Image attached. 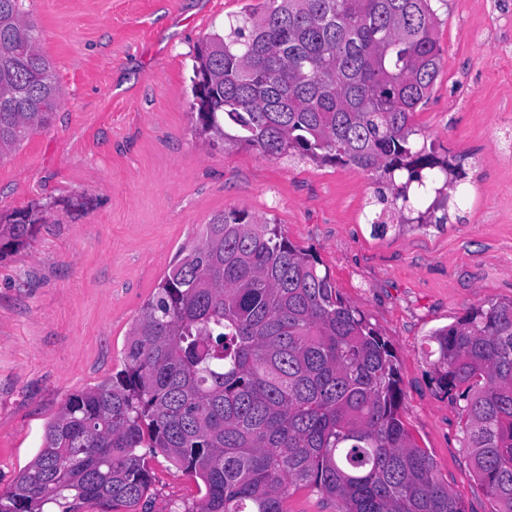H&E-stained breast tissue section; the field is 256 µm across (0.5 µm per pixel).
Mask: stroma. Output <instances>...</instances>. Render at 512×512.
<instances>
[{
	"instance_id": "35a3bbf8",
	"label": "stroma",
	"mask_w": 512,
	"mask_h": 512,
	"mask_svg": "<svg viewBox=\"0 0 512 512\" xmlns=\"http://www.w3.org/2000/svg\"><path fill=\"white\" fill-rule=\"evenodd\" d=\"M250 0H27L61 98L0 160V493L71 394L123 367L132 323L178 250L229 209L279 224L396 355L402 416L465 512H500L478 480L460 403L431 380L425 339L470 307L512 300V0H448L440 74L411 117L467 174L442 228L374 235L371 172L211 148L195 132L193 55ZM34 221L16 238L8 224ZM136 506L184 512L194 475L149 457Z\"/></svg>"
}]
</instances>
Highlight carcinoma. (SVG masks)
Here are the masks:
<instances>
[{
  "mask_svg": "<svg viewBox=\"0 0 512 512\" xmlns=\"http://www.w3.org/2000/svg\"><path fill=\"white\" fill-rule=\"evenodd\" d=\"M0 0V159L46 128L61 89ZM434 0H258L197 48L193 96L211 146L354 165L392 187L372 232L466 173L414 139L442 50ZM278 224L231 209L182 247L129 330L124 369L67 398L0 512L137 506L146 454L199 477L187 512H285L309 487L340 512H465L401 414L395 355ZM432 381L461 400L474 469L512 512V301L427 337Z\"/></svg>",
  "mask_w": 512,
  "mask_h": 512,
  "instance_id": "1",
  "label": "carcinoma"
}]
</instances>
